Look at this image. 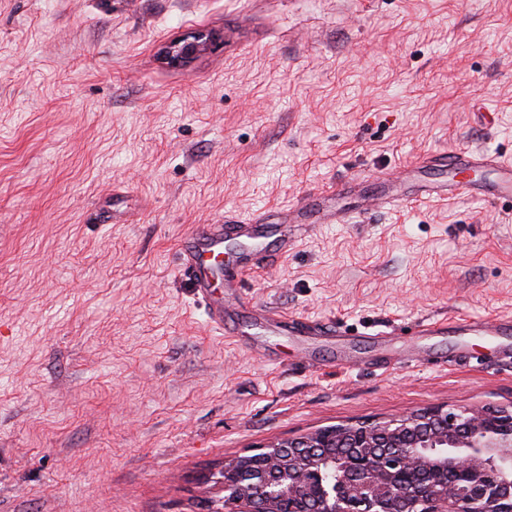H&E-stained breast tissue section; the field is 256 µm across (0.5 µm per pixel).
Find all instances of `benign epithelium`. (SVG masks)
<instances>
[{"instance_id":"7a95c632","label":"benign epithelium","mask_w":512,"mask_h":512,"mask_svg":"<svg viewBox=\"0 0 512 512\" xmlns=\"http://www.w3.org/2000/svg\"><path fill=\"white\" fill-rule=\"evenodd\" d=\"M208 47L198 34L171 42L166 58L184 66ZM349 448L370 460L360 470ZM265 459L256 487L247 457L225 459L218 472L224 504L215 512H280L284 498L315 501L308 512H512V410L431 409L383 422L342 424L259 449ZM436 466L465 472L469 483L418 488L395 479L405 468Z\"/></svg>"}]
</instances>
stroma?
I'll return each instance as SVG.
<instances>
[{
	"mask_svg": "<svg viewBox=\"0 0 512 512\" xmlns=\"http://www.w3.org/2000/svg\"><path fill=\"white\" fill-rule=\"evenodd\" d=\"M454 151L512 160V0H0V512H211L272 442L511 409L512 200L416 199ZM262 212L226 300L343 337L208 324L178 241ZM207 47L208 38L203 34L179 39L166 47V58L173 65L184 66L203 53Z\"/></svg>",
	"mask_w": 512,
	"mask_h": 512,
	"instance_id": "obj_1",
	"label": "stroma"
}]
</instances>
